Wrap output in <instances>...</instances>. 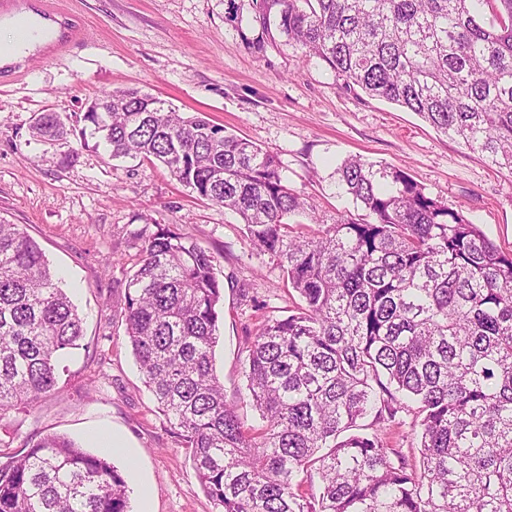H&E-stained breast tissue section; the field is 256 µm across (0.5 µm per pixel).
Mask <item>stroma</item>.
Returning <instances> with one entry per match:
<instances>
[{"mask_svg":"<svg viewBox=\"0 0 512 512\" xmlns=\"http://www.w3.org/2000/svg\"><path fill=\"white\" fill-rule=\"evenodd\" d=\"M36 2L63 10L82 34L0 72V219L40 245L83 318L84 338L59 361L58 391L5 416L10 449L59 434L93 453V432L114 433L127 444L111 458L127 482L129 508L214 512L142 383L125 335L126 284L158 224L174 225L217 257L224 305L216 368L226 399L250 425L259 417L245 400L241 349L265 316L284 314L288 287L268 259L251 255L235 214L198 199L159 163L110 158L85 131V102L134 87L184 115L204 114L277 155L289 186L328 220L353 207L336 181L344 159L399 167L505 251L512 249V173L415 113L344 88L324 63L305 60L284 40L255 53L249 0H238L235 23L225 19L226 0ZM44 112L62 116L63 138H32L30 126ZM245 288L261 307L243 300Z\"/></svg>","mask_w":512,"mask_h":512,"instance_id":"35a3bbf8","label":"stroma"}]
</instances>
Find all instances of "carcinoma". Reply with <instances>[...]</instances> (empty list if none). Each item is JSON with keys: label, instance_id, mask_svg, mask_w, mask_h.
<instances>
[{"label": "carcinoma", "instance_id": "cac0c4a2", "mask_svg": "<svg viewBox=\"0 0 512 512\" xmlns=\"http://www.w3.org/2000/svg\"><path fill=\"white\" fill-rule=\"evenodd\" d=\"M254 50L285 39L512 173V0H251ZM83 120L113 158L157 161L236 213L297 295L245 337L263 425L247 428L214 367L218 259L169 224L141 248L126 336L217 512H512V251L404 170L348 158L363 214L298 230L312 206L276 155L138 89ZM33 136L65 134L43 112ZM83 321L39 245L0 220V420L58 384ZM412 417L406 432L403 416ZM103 448L46 436L6 454L0 512H125Z\"/></svg>", "mask_w": 512, "mask_h": 512}]
</instances>
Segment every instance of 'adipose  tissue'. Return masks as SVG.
<instances>
[{
  "instance_id": "adipose-tissue-1",
  "label": "adipose tissue",
  "mask_w": 512,
  "mask_h": 512,
  "mask_svg": "<svg viewBox=\"0 0 512 512\" xmlns=\"http://www.w3.org/2000/svg\"><path fill=\"white\" fill-rule=\"evenodd\" d=\"M18 15L29 18L34 35L27 42H19L13 34L15 16L0 17V69L6 71L15 65L24 63L28 57L59 38L64 31L60 20L43 18L33 8L30 0H25L24 4L20 5Z\"/></svg>"
}]
</instances>
